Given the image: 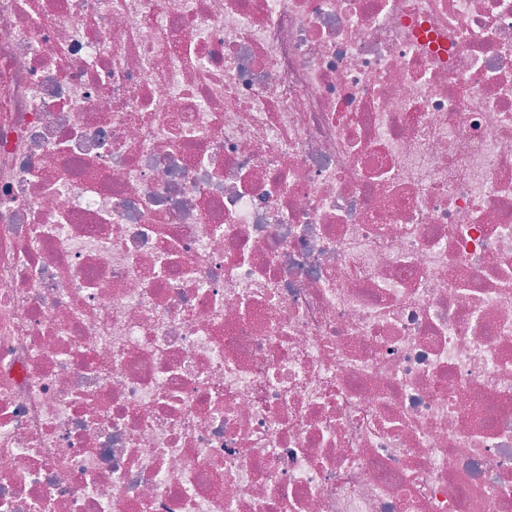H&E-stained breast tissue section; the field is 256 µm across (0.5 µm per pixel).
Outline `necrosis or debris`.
Masks as SVG:
<instances>
[{
  "label": "necrosis or debris",
  "mask_w": 512,
  "mask_h": 512,
  "mask_svg": "<svg viewBox=\"0 0 512 512\" xmlns=\"http://www.w3.org/2000/svg\"><path fill=\"white\" fill-rule=\"evenodd\" d=\"M0 512H512V0H0Z\"/></svg>",
  "instance_id": "1"
}]
</instances>
